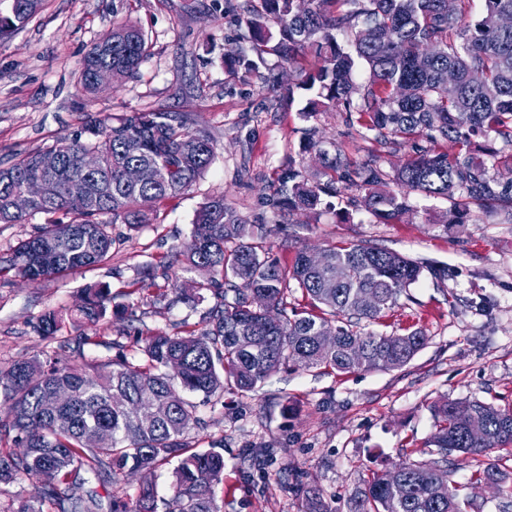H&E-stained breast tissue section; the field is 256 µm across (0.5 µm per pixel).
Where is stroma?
<instances>
[{
    "label": "stroma",
    "instance_id": "1",
    "mask_svg": "<svg viewBox=\"0 0 512 512\" xmlns=\"http://www.w3.org/2000/svg\"><path fill=\"white\" fill-rule=\"evenodd\" d=\"M248 0H43L39 13L0 39V161L45 149L63 136L82 135L88 115L179 113L192 130L208 134L215 158L192 189L149 211L144 224L112 227V258L65 278L30 281L0 276V370L45 356L54 340L33 329L45 309L72 310L86 285L109 286L111 310L96 321L67 325L65 337H90L88 357L125 352L136 361L137 333L158 329L183 335L201 323L214 300L209 291L185 290L196 271L171 266L144 283L162 256L191 239L196 211L223 194L247 225H263L272 255L292 265L301 249L371 240L427 262L430 271L400 296L371 331L422 330L428 342L405 367L338 374L291 366L254 392L225 390L199 403L203 427L188 435L191 448L224 450V483L215 490L221 512H306L309 496L327 512H349L371 471L437 460L427 441L432 407L445 400L512 405V222L497 215L443 224L446 199L410 194L411 209L387 224L354 207L349 195L324 197L317 211L287 212L272 181L288 159L306 174L318 160L301 152L304 128L317 127L348 158L367 160L374 145L356 117L343 112L305 116L303 91L271 89L280 69L267 57L258 72L228 66L225 55L245 49L238 18ZM140 25L149 53L138 71L87 96L79 84L84 55L112 29L114 17ZM313 57L286 71L297 83L314 68ZM446 271L437 279L432 268ZM130 305L134 321L116 308ZM265 451L252 465L246 450ZM496 467L512 487V446L479 456L449 455L444 467L460 486L465 512H512V499L476 481Z\"/></svg>",
    "mask_w": 512,
    "mask_h": 512
}]
</instances>
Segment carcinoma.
<instances>
[{
  "mask_svg": "<svg viewBox=\"0 0 512 512\" xmlns=\"http://www.w3.org/2000/svg\"><path fill=\"white\" fill-rule=\"evenodd\" d=\"M260 8L243 20L257 60L244 55L247 72L273 55L283 67L311 55L320 65L296 87L312 94L305 113L323 108L356 112L361 125L380 145L395 138L425 135L458 144V153L429 152L407 160L389 175L373 154L356 164L323 148L315 127L304 129L302 150L315 153L331 171L321 183L306 179L295 161L280 170L288 211L317 210L322 196L342 192L343 181L364 195L360 206L382 223L410 210L406 194L417 192L448 200L443 224H463L475 207L512 219V152L486 145L500 139L512 147V29L500 28L501 15H512V0H484L471 17V0H259ZM42 0H11L0 15V38L26 24ZM277 29H272L269 22ZM142 30L127 20L83 58L80 85L95 94L93 76L108 66L122 79L133 75L148 55ZM368 71L365 81L356 70ZM86 139L62 137L48 152L57 168L43 172L42 151L1 162L11 178H0V223L20 224L37 214L65 219L40 224L18 241L9 259L22 277L64 278L112 259V225L143 224L148 197L156 205L189 191L214 159L210 136L187 127L172 112H133L118 120L105 114L90 122ZM143 170L138 184L124 171ZM46 179L53 194L27 212L11 209L25 184ZM401 187L395 192L390 183ZM243 220L224 201L211 196L197 211L190 242L171 251L166 266L184 264L208 278L193 283L216 300L201 326L186 336L158 330L137 340L144 364L118 354L106 361L73 357L61 350L41 360L14 363L0 371V392L9 402L0 427L15 431L20 454L0 452V481L28 480L34 493L14 512H157L152 483L145 481L136 499L112 494L103 498L85 485L112 484L120 473L147 475L171 459L173 499L179 512H220L215 488L224 481V455L218 448L197 451L186 435L203 425L195 402L231 383L253 392L282 368H331L339 373L392 370L407 365L426 345L421 330L406 334L361 332L398 298L408 293L423 271L446 273L372 241L323 250L316 268L300 250L292 266L269 259L267 231L245 240ZM295 282L314 311L288 315L285 293ZM75 316L102 318L109 289L89 285ZM63 312L49 309L33 324L52 337L64 326ZM336 336L326 349L320 336ZM436 420L430 445L445 457L451 451L480 454L512 444V407L480 401L445 400L433 408ZM350 512H464L458 489L445 485L438 462L410 463L373 476L353 499Z\"/></svg>",
  "mask_w": 512,
  "mask_h": 512,
  "instance_id": "carcinoma-1",
  "label": "carcinoma"
}]
</instances>
